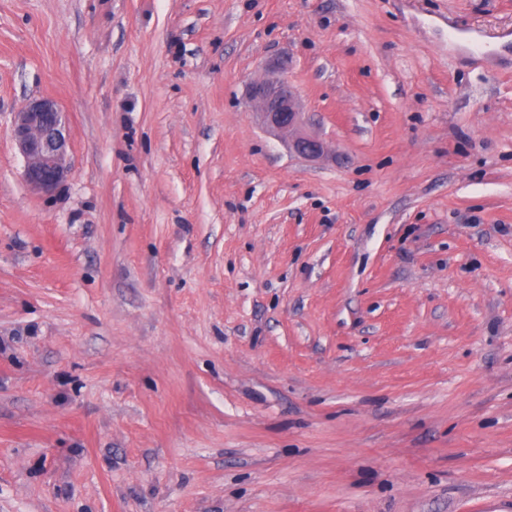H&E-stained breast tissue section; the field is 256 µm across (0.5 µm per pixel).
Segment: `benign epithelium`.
<instances>
[{
  "mask_svg": "<svg viewBox=\"0 0 512 512\" xmlns=\"http://www.w3.org/2000/svg\"><path fill=\"white\" fill-rule=\"evenodd\" d=\"M249 98L266 127L288 135L289 150L307 159L325 153L322 140L297 132L300 106L287 80L273 74L255 83ZM12 137L25 159L26 183L41 194L56 192L69 173L68 133L58 104L45 97L29 100L14 113Z\"/></svg>",
  "mask_w": 512,
  "mask_h": 512,
  "instance_id": "1",
  "label": "benign epithelium"
}]
</instances>
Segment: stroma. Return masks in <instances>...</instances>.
<instances>
[{"mask_svg": "<svg viewBox=\"0 0 512 512\" xmlns=\"http://www.w3.org/2000/svg\"><path fill=\"white\" fill-rule=\"evenodd\" d=\"M455 22L512 0H0V512H512V48ZM280 64L272 67V75L255 83L249 92L254 110L259 112L262 123L289 136L287 145L297 155L313 159L325 153L326 146L317 137L297 132L300 123V106L294 88L287 80L275 75ZM12 137L25 159L23 177L41 194L55 193L69 173L64 114L51 98L29 100L14 112Z\"/></svg>", "mask_w": 512, "mask_h": 512, "instance_id": "35a3bbf8", "label": "stroma"}]
</instances>
